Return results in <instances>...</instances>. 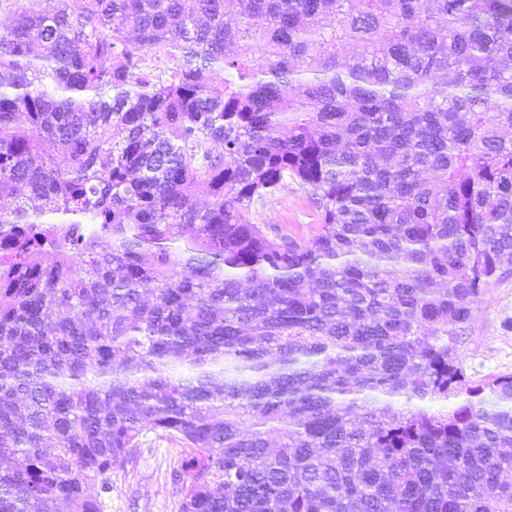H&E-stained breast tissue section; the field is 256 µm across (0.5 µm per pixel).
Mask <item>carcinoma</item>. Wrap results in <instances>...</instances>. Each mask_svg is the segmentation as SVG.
I'll return each instance as SVG.
<instances>
[{"mask_svg": "<svg viewBox=\"0 0 512 512\" xmlns=\"http://www.w3.org/2000/svg\"><path fill=\"white\" fill-rule=\"evenodd\" d=\"M290 181L308 239L252 221ZM511 274L512 0L0 27V512H104L147 430L180 512H512V375L458 348ZM175 67L173 62L168 60L166 57L155 55L153 51L147 52L145 56V62L139 71L144 76L155 81L160 76L163 79L167 78L171 73L170 68Z\"/></svg>", "mask_w": 512, "mask_h": 512, "instance_id": "carcinoma-1", "label": "carcinoma"}]
</instances>
